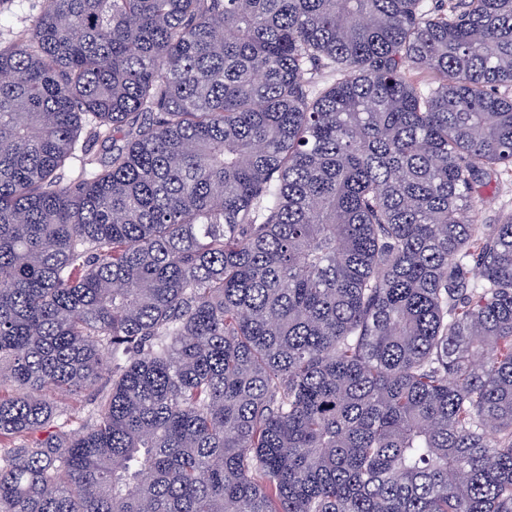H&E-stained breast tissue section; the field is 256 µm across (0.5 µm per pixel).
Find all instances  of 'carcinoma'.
Masks as SVG:
<instances>
[{"label": "carcinoma", "instance_id": "cac0c4a2", "mask_svg": "<svg viewBox=\"0 0 512 512\" xmlns=\"http://www.w3.org/2000/svg\"><path fill=\"white\" fill-rule=\"evenodd\" d=\"M511 90L512 0H46L0 46V512H512ZM479 223L493 224L500 217L503 210L512 209V181L510 185L501 184L499 189L494 185L490 188L478 204ZM55 398L58 404L65 408L70 428H75L79 426V424L89 420L88 411L91 409V405L88 403L89 392L73 395L71 397L58 394Z\"/></svg>", "mask_w": 512, "mask_h": 512}]
</instances>
